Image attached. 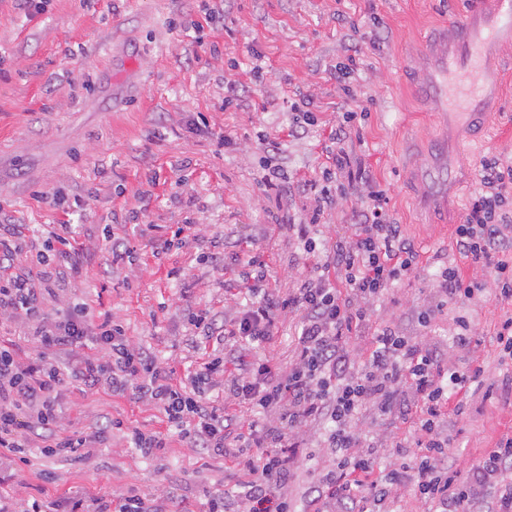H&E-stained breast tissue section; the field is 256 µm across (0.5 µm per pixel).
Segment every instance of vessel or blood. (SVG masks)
<instances>
[{"label":"vessel or blood","instance_id":"b4317fda","mask_svg":"<svg viewBox=\"0 0 512 512\" xmlns=\"http://www.w3.org/2000/svg\"><path fill=\"white\" fill-rule=\"evenodd\" d=\"M452 27L454 42L442 40L424 48L432 59L425 87L450 120L465 126L480 124L499 90L489 66L491 50L512 40V0H495L491 11L484 0H469Z\"/></svg>","mask_w":512,"mask_h":512}]
</instances>
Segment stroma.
<instances>
[{
  "label": "stroma",
  "instance_id": "1",
  "mask_svg": "<svg viewBox=\"0 0 512 512\" xmlns=\"http://www.w3.org/2000/svg\"><path fill=\"white\" fill-rule=\"evenodd\" d=\"M462 0H224V16L206 20L202 0H51L27 15L0 0V207L11 224L28 225L37 241L53 227L77 224L79 247L57 261L59 277L45 310L79 305L93 320L120 322L134 348L170 370L193 374L207 358L295 359L299 311L282 313L273 337L249 349L193 335L188 311L232 318L249 287L240 256L264 263L267 281L288 297L313 276L314 259L292 229L315 205L302 190L328 167L330 131L354 110L334 76L350 54L362 114L345 144L350 163L339 179L356 193L327 211L315 236L318 250L348 241L350 216L365 180L385 189L389 215L416 256L414 272L373 306L371 328L351 335L355 367L373 344V329L397 325L435 349L449 367H482V385L465 398L463 414L448 413L449 456L460 477L498 442L512 438V390L503 380L495 334L512 303L492 290L450 305L421 325V311L440 300L432 273L454 264L466 279L488 281L455 248V232L478 187L483 155L512 158V43L497 49L492 68L500 96L485 126L449 128L447 116L422 89V40L445 36ZM237 94L225 103L224 78ZM309 96L318 125L297 132L289 103ZM230 145H222V138ZM277 153H267L268 141ZM288 174L287 185L264 191L261 159ZM194 222L185 244L159 249L177 225ZM127 239L128 260L116 263L104 244ZM466 317L472 342L460 348L455 317ZM69 433L101 434L88 456L29 454L14 461L0 496L36 498L47 512H65L75 498L135 489L166 512H206L210 496H234L245 475L231 460L192 448L152 404L133 392L65 385L58 394ZM124 431H110L112 420ZM414 415L361 411L357 430L380 446L376 474L399 462L398 447L416 439ZM159 433L165 448L150 458L131 448L127 429ZM302 467L284 485L301 512L314 479L332 455L321 424L298 435Z\"/></svg>",
  "mask_w": 512,
  "mask_h": 512
}]
</instances>
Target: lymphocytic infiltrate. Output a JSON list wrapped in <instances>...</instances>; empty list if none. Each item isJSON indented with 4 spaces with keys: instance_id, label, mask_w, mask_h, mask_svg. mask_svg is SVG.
Listing matches in <instances>:
<instances>
[{
    "instance_id": "1",
    "label": "lymphocytic infiltrate",
    "mask_w": 512,
    "mask_h": 512,
    "mask_svg": "<svg viewBox=\"0 0 512 512\" xmlns=\"http://www.w3.org/2000/svg\"><path fill=\"white\" fill-rule=\"evenodd\" d=\"M388 196L371 185L351 215L348 243L318 256L317 274L281 298L257 273L236 315L217 325L206 312H189L187 322L204 338L223 336L242 345L269 340L280 313L301 311L296 360L283 370L272 360L250 363L229 379L228 390L240 414L215 408L202 397L201 385L226 373V360L205 363L188 382L173 383L157 361L131 348L124 327L104 318L91 321L76 308L56 318L44 315L45 288L54 272L49 254L75 241L74 225L50 232L36 251L18 224H0V317L31 327L35 355L21 356L11 339L0 340V462L25 450L91 454L96 439L59 433L57 396L70 381L113 393L134 391L156 406L168 424L187 435L194 448L228 456L248 471L241 498L249 512H288V499L277 489L301 459L298 444H286L288 432L303 423L325 426L324 441L335 452L334 466L313 485L317 500L344 506L381 504L393 488L412 484L427 512H512V438L499 443L457 482L448 463V439L441 421L453 400L478 381L479 370L444 374L435 351L392 325L374 330V348L362 368H355L348 346L353 331L368 328L372 306L415 268L414 250L393 224ZM512 241V161L497 156L482 164L479 188L456 228L458 252L487 269L495 296L512 301V256L501 247ZM30 271L14 269L22 255ZM68 352L72 359L50 363L45 352ZM419 410L415 447L401 449L402 465L378 480L379 452L364 448L356 420L369 405L395 411L402 398Z\"/></svg>"
}]
</instances>
